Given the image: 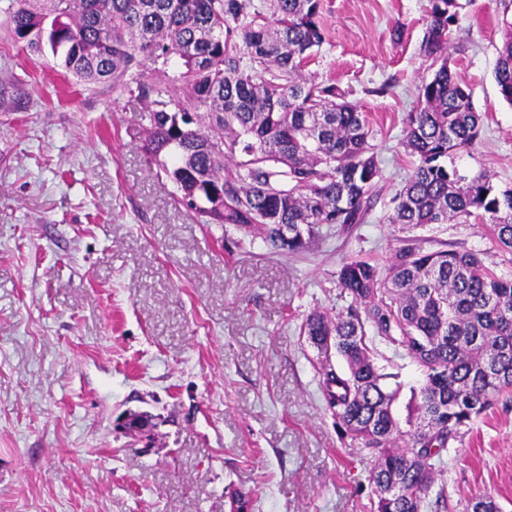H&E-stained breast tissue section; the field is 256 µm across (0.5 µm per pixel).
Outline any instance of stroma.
Returning a JSON list of instances; mask_svg holds the SVG:
<instances>
[{"instance_id": "1", "label": "stroma", "mask_w": 512, "mask_h": 512, "mask_svg": "<svg viewBox=\"0 0 512 512\" xmlns=\"http://www.w3.org/2000/svg\"><path fill=\"white\" fill-rule=\"evenodd\" d=\"M428 0H322L326 40L306 67L366 116L381 198L365 224L299 255L207 224L177 203L144 150L146 102L67 79L0 18V512H371L372 459L325 408L300 326L343 302L350 257L386 262V220L414 159L403 144ZM498 0H469L448 49L483 128L463 170L512 186V105L494 71ZM422 239L478 254L512 279V252L478 221ZM156 418L150 445L118 424ZM446 512L492 494L512 512V392L444 458Z\"/></svg>"}]
</instances>
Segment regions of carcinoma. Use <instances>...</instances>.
Returning a JSON list of instances; mask_svg holds the SVG:
<instances>
[{
  "mask_svg": "<svg viewBox=\"0 0 512 512\" xmlns=\"http://www.w3.org/2000/svg\"><path fill=\"white\" fill-rule=\"evenodd\" d=\"M16 41L50 49L66 76L148 102L147 154L207 224L260 236L275 254H298L322 229L350 233L379 200L382 179L366 118L336 85L304 69L325 40L321 0H3ZM505 39L495 80L512 104V0H499ZM459 0H429L425 47L442 59L418 88L404 144L417 158L391 200L406 228L475 218L512 251V188L452 159L471 150L483 114L448 47ZM180 60L179 93L128 76ZM346 304L310 313L301 334L317 352L326 408L342 437L374 460L373 512H440L444 453L461 429L512 391V280L475 253L426 250L402 240L381 264L351 258L336 271ZM383 345L416 362L405 387L378 363ZM338 363H333L332 359ZM406 397L405 418L395 405ZM465 512H500L490 495Z\"/></svg>",
  "mask_w": 512,
  "mask_h": 512,
  "instance_id": "obj_1",
  "label": "carcinoma"
}]
</instances>
